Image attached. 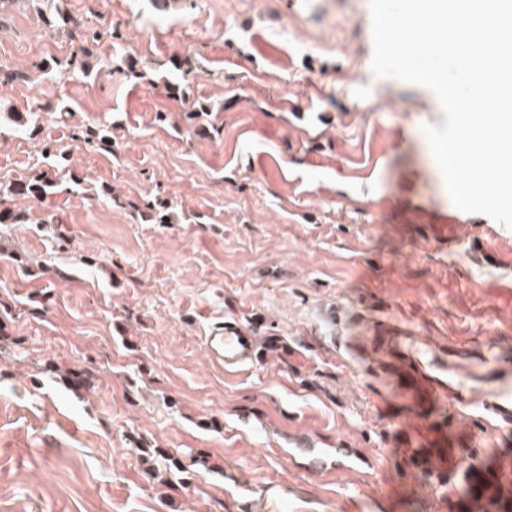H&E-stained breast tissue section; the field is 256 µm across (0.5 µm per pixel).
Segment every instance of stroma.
I'll list each match as a JSON object with an SVG mask.
<instances>
[{
    "label": "stroma",
    "instance_id": "obj_1",
    "mask_svg": "<svg viewBox=\"0 0 512 512\" xmlns=\"http://www.w3.org/2000/svg\"><path fill=\"white\" fill-rule=\"evenodd\" d=\"M290 2L13 0L0 185H50L0 224V512H512L404 469L434 438L332 343L337 310H380L512 349V230L439 229L456 208L421 125L443 109L373 74L369 0ZM225 319L267 341L255 367L209 359ZM298 435L363 459L309 473ZM451 447L491 483L512 427Z\"/></svg>",
    "mask_w": 512,
    "mask_h": 512
}]
</instances>
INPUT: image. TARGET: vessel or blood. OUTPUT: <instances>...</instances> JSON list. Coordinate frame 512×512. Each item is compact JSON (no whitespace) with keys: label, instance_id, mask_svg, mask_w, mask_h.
<instances>
[{"label":"vessel or blood","instance_id":"b4317fda","mask_svg":"<svg viewBox=\"0 0 512 512\" xmlns=\"http://www.w3.org/2000/svg\"><path fill=\"white\" fill-rule=\"evenodd\" d=\"M205 349L213 364L227 372L250 368L259 360L253 332L232 320L211 328ZM336 350L359 359L376 377H391L419 418L440 409L451 428L465 418H477L474 441L512 423L511 357L479 361L480 372L472 378L460 366L447 365V348L421 346L408 328L389 319L369 321L363 337H337Z\"/></svg>","mask_w":512,"mask_h":512}]
</instances>
